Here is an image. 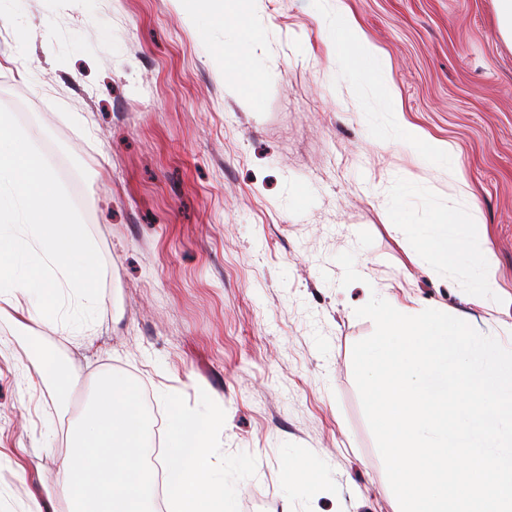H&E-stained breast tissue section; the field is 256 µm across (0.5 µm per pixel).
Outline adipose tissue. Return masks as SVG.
<instances>
[{
    "instance_id": "obj_1",
    "label": "adipose tissue",
    "mask_w": 512,
    "mask_h": 512,
    "mask_svg": "<svg viewBox=\"0 0 512 512\" xmlns=\"http://www.w3.org/2000/svg\"><path fill=\"white\" fill-rule=\"evenodd\" d=\"M335 25L337 43L361 67L360 80L375 82L382 100L392 103L394 91L381 75V58L356 21L340 12ZM410 145L445 169L455 192L465 193L452 147L419 133ZM465 223L464 213H445L435 223L419 225L415 243L433 266L468 268L473 298L484 305L495 297L496 281L487 270L483 240L448 234ZM76 255L85 258L82 268L71 265ZM98 273L93 244L52 171L10 115L1 112L0 317L21 326L52 323L56 310L44 303L43 289L90 302ZM223 431V411L174 406L163 453L152 457L149 422L134 383L106 374L80 421L67 428L55 490L58 512H229L217 453Z\"/></svg>"
}]
</instances>
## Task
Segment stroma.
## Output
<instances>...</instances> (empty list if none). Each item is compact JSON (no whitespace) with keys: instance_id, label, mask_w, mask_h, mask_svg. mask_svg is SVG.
<instances>
[{"instance_id":"35a3bbf8","label":"stroma","mask_w":512,"mask_h":512,"mask_svg":"<svg viewBox=\"0 0 512 512\" xmlns=\"http://www.w3.org/2000/svg\"><path fill=\"white\" fill-rule=\"evenodd\" d=\"M353 17L385 62L396 104L452 145L468 184L399 141L336 51ZM176 0H0V113L31 132L97 245L85 332L0 319V512H26L59 479L66 425L50 354L77 371L78 414L106 373L148 393L151 425L179 405L224 410L220 455L234 512H397L354 380L371 294L416 299L499 342L512 338V46L492 0H253L236 53L216 22ZM455 206L486 239L500 303L468 269L435 268L412 232ZM361 281L341 286L337 254ZM26 449L24 470L9 455ZM315 467L319 492L286 482Z\"/></svg>"}]
</instances>
